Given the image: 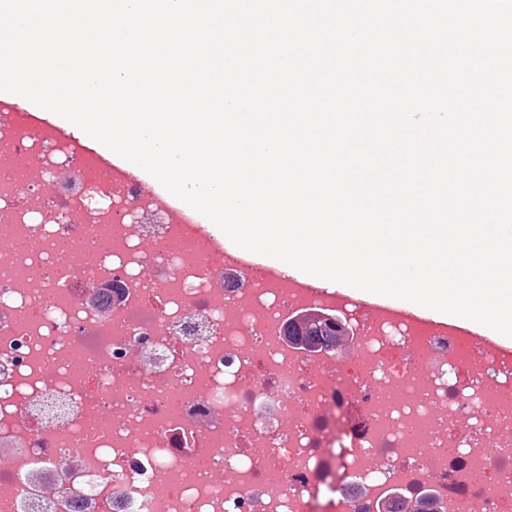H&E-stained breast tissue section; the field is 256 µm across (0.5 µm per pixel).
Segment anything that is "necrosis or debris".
Returning a JSON list of instances; mask_svg holds the SVG:
<instances>
[{
	"label": "necrosis or debris",
	"mask_w": 512,
	"mask_h": 512,
	"mask_svg": "<svg viewBox=\"0 0 512 512\" xmlns=\"http://www.w3.org/2000/svg\"><path fill=\"white\" fill-rule=\"evenodd\" d=\"M5 236L0 512H316L336 471L329 512L428 495L512 512V355L389 316L357 321L348 361L306 368L282 327L339 311L335 294L255 276L177 201L20 108L0 112Z\"/></svg>",
	"instance_id": "1"
}]
</instances>
